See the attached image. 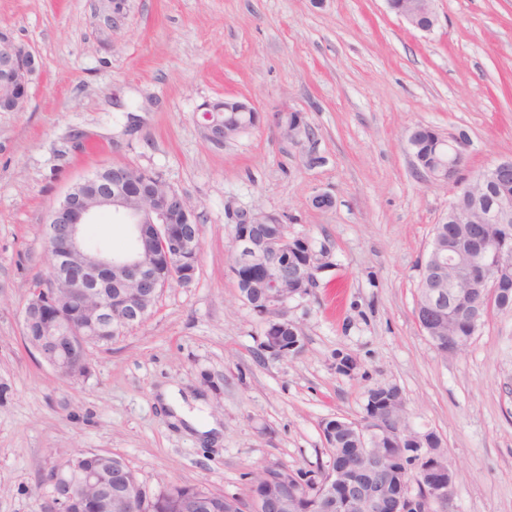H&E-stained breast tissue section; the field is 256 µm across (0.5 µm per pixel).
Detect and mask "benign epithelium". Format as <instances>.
<instances>
[{"label": "benign epithelium", "instance_id": "benign-epithelium-1", "mask_svg": "<svg viewBox=\"0 0 512 512\" xmlns=\"http://www.w3.org/2000/svg\"><path fill=\"white\" fill-rule=\"evenodd\" d=\"M36 69L35 57L28 49L6 35L0 37V71L6 76L0 80V99L9 102L12 111L26 109ZM214 112L211 103L203 107V128L209 141L220 144L228 136ZM271 124L297 144L309 135L303 124L293 130L282 129L275 114ZM462 159L460 146L450 143L448 159L425 172L451 186L450 209L477 184L487 180L500 186L495 212L485 215L484 223L465 227L468 236L482 240L485 226L512 221V159L500 161L470 180L459 177ZM115 168V164L104 166L83 178L51 209L43 226V242L53 263L41 286L31 290L24 308L27 341L54 370L70 378L85 372L92 336L142 323L160 285L172 279L191 283L198 272L201 238L195 208L185 202L186 223L171 224L169 211L183 193L164 181L161 194L131 196L122 189L114 191L105 182L112 180ZM103 213L129 228V244L120 251L86 245V228ZM277 219L266 211H238L234 223L245 224L247 229L232 240V268L258 271L250 287L265 291L264 306L257 313L264 318V350L274 356L282 353L279 331L294 326L288 319V300L306 296L322 266L321 253L308 239L304 240L306 259L298 262L291 257L295 240L284 232L274 236L269 232L268 225ZM430 254L433 262L425 270L417 312L422 331L432 337L441 330L448 297L461 292L492 295L501 286V273L477 271L482 251L452 249L435 242ZM114 282L124 289L116 298L106 292ZM52 483V496L42 512H61L71 506L76 512H129L127 504L135 498L134 490L124 488L121 471L114 473L110 484L97 471L75 474L63 463L56 468ZM454 488L455 481L450 478L433 485L421 499L387 496L377 482L365 481L346 486L347 506L355 512H430L451 502ZM295 506L294 499L271 487L252 499L250 512H294Z\"/></svg>", "mask_w": 512, "mask_h": 512}]
</instances>
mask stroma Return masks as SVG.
<instances>
[{
    "label": "stroma",
    "mask_w": 512,
    "mask_h": 512,
    "mask_svg": "<svg viewBox=\"0 0 512 512\" xmlns=\"http://www.w3.org/2000/svg\"><path fill=\"white\" fill-rule=\"evenodd\" d=\"M434 9L423 32L385 0H0V32L39 63L26 110L0 112V512H39L47 473L80 450L122 458L150 492L186 483L246 505L260 468L327 470L322 422L359 418L387 384L440 437L452 512H512V310L457 354L421 330L420 270L451 188L409 144L420 126L463 140L465 178L512 158V0ZM227 97L300 113L312 135L296 145L264 123L214 145L200 107ZM109 163L188 196L199 270L71 379L25 339L23 311L50 263L51 208ZM322 192L331 208L312 205ZM245 209L326 252L317 287L287 304L296 356L263 351L230 272ZM166 386L202 398L219 433L173 423Z\"/></svg>",
    "instance_id": "obj_1"
}]
</instances>
